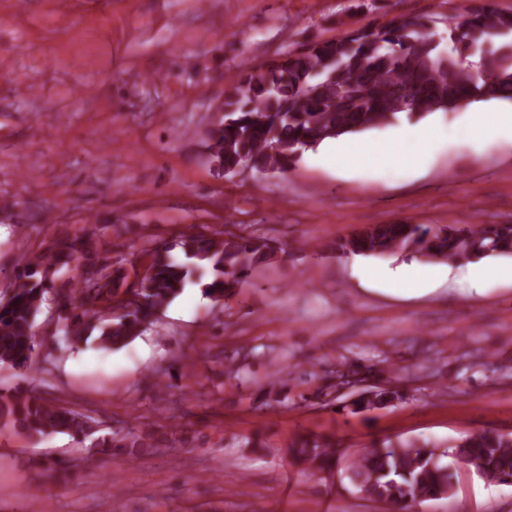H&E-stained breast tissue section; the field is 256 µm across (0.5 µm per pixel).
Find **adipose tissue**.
Here are the masks:
<instances>
[{"instance_id": "adipose-tissue-1", "label": "adipose tissue", "mask_w": 512, "mask_h": 512, "mask_svg": "<svg viewBox=\"0 0 512 512\" xmlns=\"http://www.w3.org/2000/svg\"><path fill=\"white\" fill-rule=\"evenodd\" d=\"M444 141L440 129L420 127L376 144L343 139L335 143L331 155L340 170L367 166L378 171L394 168L410 173L425 167Z\"/></svg>"}]
</instances>
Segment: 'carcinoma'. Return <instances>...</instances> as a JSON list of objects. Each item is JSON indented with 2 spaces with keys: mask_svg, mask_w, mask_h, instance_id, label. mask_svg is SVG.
<instances>
[{
  "mask_svg": "<svg viewBox=\"0 0 512 512\" xmlns=\"http://www.w3.org/2000/svg\"><path fill=\"white\" fill-rule=\"evenodd\" d=\"M509 37L512 12L492 2L468 10L461 23H448L446 49L413 18L350 29L244 75L224 99V118L207 130L204 146L226 174L241 165L285 173L307 149L388 126L400 114L420 119L473 102H512ZM81 247L75 238L60 249L22 256L13 292L0 301V369L16 371L25 382L0 388V428L27 439L65 433L104 453L120 448L135 458L156 447L148 435L133 429L104 433L95 417L42 396L47 379L37 356L43 306L57 303V333L68 345L92 341L110 350L141 335L192 284L216 303L232 296L253 268L272 258L274 249L261 238H217L189 230L173 246L153 252L151 275L137 286L129 283L124 263L106 258L65 293L55 288V279L70 271L69 260ZM176 249L177 257L172 255ZM336 251L364 256L409 252L450 263L477 262L512 254V224H377L337 242ZM398 398L390 385L375 386L352 401V412L384 407ZM338 453L334 437L324 435H299L287 448L291 463L327 475ZM458 463L489 480L511 482L512 433L469 435L446 448L422 440H374L346 478L362 497L404 512L411 503L451 496Z\"/></svg>",
  "mask_w": 512,
  "mask_h": 512,
  "instance_id": "cac0c4a2",
  "label": "carcinoma"
}]
</instances>
